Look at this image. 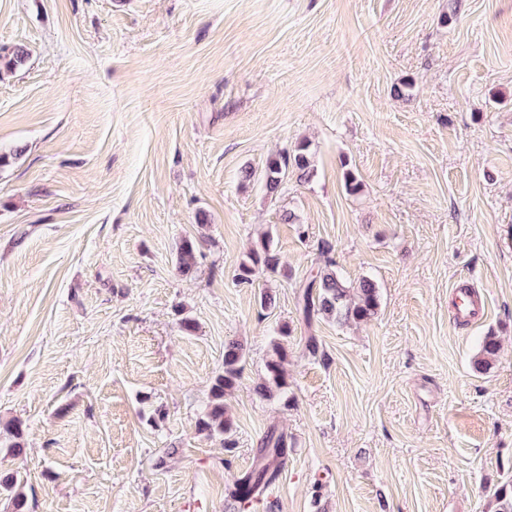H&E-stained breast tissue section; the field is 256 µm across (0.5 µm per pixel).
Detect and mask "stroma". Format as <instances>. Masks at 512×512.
<instances>
[{"instance_id": "35a3bbf8", "label": "stroma", "mask_w": 512, "mask_h": 512, "mask_svg": "<svg viewBox=\"0 0 512 512\" xmlns=\"http://www.w3.org/2000/svg\"><path fill=\"white\" fill-rule=\"evenodd\" d=\"M459 4L0 0V50L28 52L0 73V153L23 150L0 167V421L26 446L0 468L30 512H225L273 429L288 456L248 512H494L512 481V0ZM303 140L310 181L272 198L240 180ZM267 231L287 275L237 282ZM325 247L376 284L370 320L305 317ZM463 289L481 319L459 318ZM283 326L288 387L263 399ZM231 340L227 451L195 424ZM196 245L190 239L181 241L177 248L176 269L183 276L191 275L196 267Z\"/></svg>"}]
</instances>
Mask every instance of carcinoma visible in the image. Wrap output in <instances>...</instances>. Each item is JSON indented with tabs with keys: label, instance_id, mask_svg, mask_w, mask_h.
I'll return each mask as SVG.
<instances>
[{
	"label": "carcinoma",
	"instance_id": "1",
	"mask_svg": "<svg viewBox=\"0 0 512 512\" xmlns=\"http://www.w3.org/2000/svg\"><path fill=\"white\" fill-rule=\"evenodd\" d=\"M27 52L15 47L0 54V64L9 70L22 66ZM241 179L252 180L255 170L246 166L240 171ZM314 168L309 157V144L299 143L295 149L266 161L260 179L266 194L273 198L282 192L288 177H295L302 183L311 179ZM272 236L265 234L247 255V260L239 264L236 280L250 283L259 272L275 274L280 269V259L271 249ZM196 267V245L190 239L181 241L177 248L176 269L183 276L193 273ZM300 300L305 315L317 312L336 322L364 321L373 316L379 307L376 284L363 279L352 286L346 284L337 274L335 260L323 256L319 260L316 275L304 287ZM288 338V328L280 329V338L270 343V353L266 360V377L256 386V393L262 398H271L288 388V376L285 364L288 361V348L284 339ZM499 350L495 337L487 336L473 361L474 368L483 371L490 365ZM246 362V353L241 344L231 341L224 346V370L212 381L207 410L197 421L198 433L208 438L220 439L225 449L234 447V421L226 404V396L236 387ZM0 432L11 440L9 451L14 456L25 452L22 443L23 428L19 420H10L0 427ZM288 447L287 436L282 432H268L259 449V462L250 471L237 478L230 492L232 507L238 512L250 507L255 499L263 495L278 474L281 458ZM496 503L495 512H512V484H503L492 493ZM0 507L3 512H28V497L24 492V478L18 472H0Z\"/></svg>",
	"mask_w": 512,
	"mask_h": 512
}]
</instances>
